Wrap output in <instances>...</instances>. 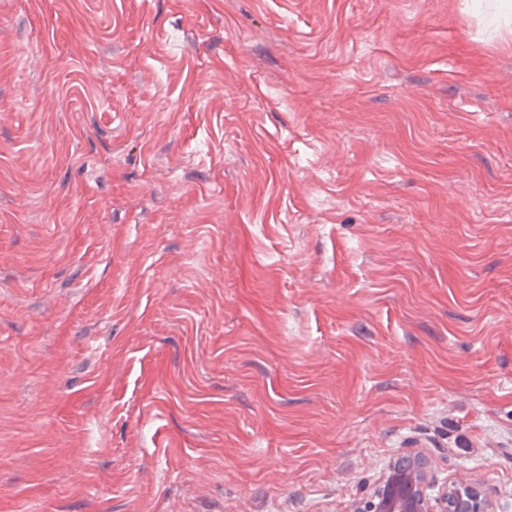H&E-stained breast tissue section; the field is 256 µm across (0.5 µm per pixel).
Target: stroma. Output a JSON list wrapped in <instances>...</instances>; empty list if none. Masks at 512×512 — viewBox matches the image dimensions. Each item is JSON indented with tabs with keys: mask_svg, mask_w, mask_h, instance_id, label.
<instances>
[{
	"mask_svg": "<svg viewBox=\"0 0 512 512\" xmlns=\"http://www.w3.org/2000/svg\"><path fill=\"white\" fill-rule=\"evenodd\" d=\"M512 502V25L471 0H0V512ZM506 512L496 510L477 485L455 480L437 485L426 458L418 453L393 457L371 494L352 512Z\"/></svg>",
	"mask_w": 512,
	"mask_h": 512,
	"instance_id": "obj_1",
	"label": "stroma"
}]
</instances>
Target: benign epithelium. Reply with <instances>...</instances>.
I'll return each instance as SVG.
<instances>
[{"label":"benign epithelium","instance_id":"obj_1","mask_svg":"<svg viewBox=\"0 0 512 512\" xmlns=\"http://www.w3.org/2000/svg\"><path fill=\"white\" fill-rule=\"evenodd\" d=\"M352 512H498L477 485L455 480L437 485L418 453L392 458L371 494Z\"/></svg>","mask_w":512,"mask_h":512}]
</instances>
